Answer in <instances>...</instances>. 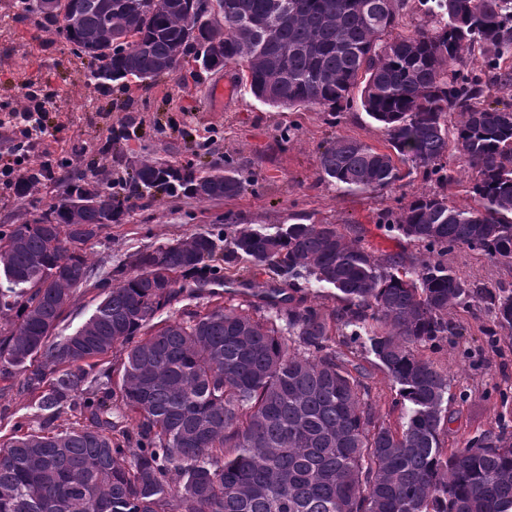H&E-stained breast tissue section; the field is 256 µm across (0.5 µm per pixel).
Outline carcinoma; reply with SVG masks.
<instances>
[{
  "label": "carcinoma",
  "mask_w": 512,
  "mask_h": 512,
  "mask_svg": "<svg viewBox=\"0 0 512 512\" xmlns=\"http://www.w3.org/2000/svg\"><path fill=\"white\" fill-rule=\"evenodd\" d=\"M109 2L112 10L104 9ZM224 55L237 81L276 109L336 115L352 89L380 123L390 150L338 137L320 155L322 178L346 191L378 193L402 179L399 164L422 169L423 191L384 215L389 231L427 256H376L336 224H282L197 233L129 254L116 268L88 263L65 205L0 228V377L16 379L44 423L18 426L0 442V512H512V434L489 429L461 448L441 437L448 374L412 345L452 333L451 312L472 302L493 315L492 333L512 337V289L458 276L445 262L459 247L512 265V105L486 98L485 81L465 70L479 48L492 77L512 80V0H223ZM145 10L141 0H80L70 28L41 0H19L35 25L55 30L80 58L88 36L107 44L91 81L175 73L185 56L207 53L211 29L193 30L205 0ZM416 9L430 25L409 28ZM135 38L140 47L121 41ZM453 112L461 118L452 121ZM454 150L477 173L476 205L448 200L442 164ZM105 185L76 173L65 193L96 192L102 206L83 222L99 235L132 199L156 194L200 201L245 190L233 162L199 189L192 161L144 160ZM54 179L31 167L13 185L20 199ZM240 264L269 274L237 281ZM336 290L342 306L307 303L302 285ZM250 290L245 306L157 314L213 287ZM100 300L75 332L61 336L74 292ZM348 328L397 388L406 406L395 426L365 402L366 369L332 348ZM124 347L112 363L116 346ZM78 414L51 427L64 410Z\"/></svg>",
  "instance_id": "1"
}]
</instances>
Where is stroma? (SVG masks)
<instances>
[{
    "label": "stroma",
    "instance_id": "35a3bbf8",
    "mask_svg": "<svg viewBox=\"0 0 512 512\" xmlns=\"http://www.w3.org/2000/svg\"><path fill=\"white\" fill-rule=\"evenodd\" d=\"M85 73L82 59L56 32L38 30L32 19L19 17L16 0H0V167L14 160L11 149L33 92L55 99L56 108L45 133L30 136L26 166L56 169L65 163L81 172L94 159L112 180L118 176L109 155L114 149L128 159L191 160L206 170L230 159L248 180L240 195L222 201L161 196L149 205L132 202L121 223L84 245L88 263L116 264L136 250L199 232L272 233L300 218L341 225L349 240L376 255L419 256L418 247L387 232L378 217L413 200L425 186L421 174L404 176L375 195L338 189L319 174V156L335 137L385 148L383 130L359 102L336 118L273 109L236 83L233 68L207 71L190 59L151 86L133 81L98 86ZM219 83L230 85L231 95L218 106L211 90ZM13 182L0 174V225L47 210L58 193L57 181H46L22 201L13 194ZM448 265L463 278L512 289V266L481 253L454 249ZM451 321L453 335L423 354L448 374L442 438L454 448L499 423L512 428V340L489 336L492 318L477 303L456 308ZM335 349L367 368L368 404L381 421L397 423L400 398L373 355L357 343L339 342ZM18 422L37 429L43 418L26 393L0 381V437L9 438Z\"/></svg>",
    "mask_w": 512,
    "mask_h": 512
}]
</instances>
